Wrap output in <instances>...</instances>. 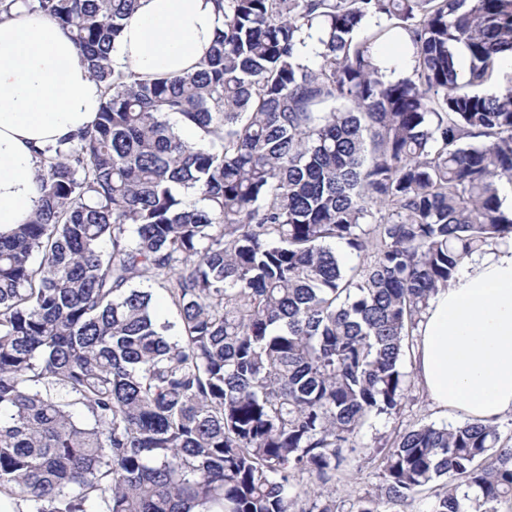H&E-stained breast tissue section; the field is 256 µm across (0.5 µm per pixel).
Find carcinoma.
<instances>
[{"label": "carcinoma", "mask_w": 512, "mask_h": 512, "mask_svg": "<svg viewBox=\"0 0 512 512\" xmlns=\"http://www.w3.org/2000/svg\"><path fill=\"white\" fill-rule=\"evenodd\" d=\"M216 6L198 70L141 76L111 58L137 0H0L69 29L102 86L95 122L39 151L34 216L0 233V493L27 512H339L327 484L400 409L429 298L512 238V78L484 90L512 0ZM400 31L414 67L390 81L376 45ZM371 458L350 512L512 503L496 424L413 427ZM303 474L318 489L290 494ZM153 294V304L155 308L156 315L162 319L167 320L174 324L175 326L171 330V334L176 336L179 334V325L177 320L176 312L171 305L167 294L157 287H153L151 290Z\"/></svg>", "instance_id": "carcinoma-1"}]
</instances>
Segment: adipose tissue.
<instances>
[{"instance_id":"ef3b65f1","label":"adipose tissue","mask_w":512,"mask_h":512,"mask_svg":"<svg viewBox=\"0 0 512 512\" xmlns=\"http://www.w3.org/2000/svg\"><path fill=\"white\" fill-rule=\"evenodd\" d=\"M223 27L215 0H139L112 63L191 72ZM100 97L66 30L24 10L0 19V232L40 204L39 149L92 125ZM418 336L417 374L436 405L485 423L512 414V242L473 254L430 298Z\"/></svg>"}]
</instances>
